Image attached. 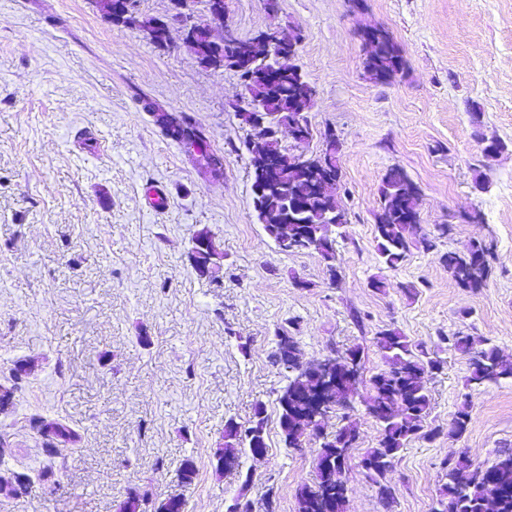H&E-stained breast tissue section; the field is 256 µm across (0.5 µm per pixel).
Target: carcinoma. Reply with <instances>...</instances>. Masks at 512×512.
<instances>
[{"instance_id":"carcinoma-1","label":"carcinoma","mask_w":512,"mask_h":512,"mask_svg":"<svg viewBox=\"0 0 512 512\" xmlns=\"http://www.w3.org/2000/svg\"><path fill=\"white\" fill-rule=\"evenodd\" d=\"M371 40L365 43L364 70L369 79L380 84L390 83L404 67L401 50L389 31L371 26ZM256 65L260 68L270 63L276 64L284 75L285 83L277 91L258 82H242L250 102L257 103L266 112L269 122L279 128L289 129L296 122V116L303 109L304 92L298 88V66L294 58L275 50L267 57L263 50L256 51ZM266 155H276L285 163V176L280 184L271 190L267 197L253 201L258 223L270 238H280L279 225L269 223L266 212L280 210L283 223L288 225L290 238L304 250L316 251L326 264L329 275L336 276L335 249L329 238L330 227L347 223L341 208L327 211L328 199H337L340 175L338 153L340 144L334 140L325 150L329 161L331 182L325 192L312 188V179L307 172L296 171L288 165V152L282 148L278 137H271L261 144ZM303 195L307 198V211L295 216L285 210L284 195ZM419 191L405 171L391 168L380 188V207L375 215L376 250L382 263L396 268L405 260L412 245L419 243L430 250L437 246V238L448 233L443 228L438 236L417 238L419 224ZM443 261L456 284L464 289L478 290L485 286L488 275V262L479 265L466 254L447 253ZM448 348L464 353L469 357L470 374L467 383L483 385L512 379V362L503 360L497 348L489 340L456 333L445 338ZM294 337L283 334L277 336L275 362L284 363L286 353L292 351ZM376 344L383 353L387 369L374 377L373 395L368 403L369 414L381 426L378 447L369 449L363 460L368 477L377 486L380 500L386 507L394 503V492L386 484L385 475L392 466L396 454L416 435L431 438L435 432L423 431V419L431 408L428 390V374L441 368L438 359L415 354L402 336L395 330H383L377 336ZM26 374V368L18 364L13 369V386H0V413L7 411L4 401H13L14 390ZM313 385L305 374L298 371V365L288 363V384L283 388L278 403L281 409L279 425L287 448H300L307 436L314 432L310 422L293 418L284 401L293 388ZM470 422L467 405H462L454 413L450 432L462 435ZM265 416L261 406L255 408L251 427L241 430L238 423L230 420L224 424V451L217 454V468L230 469L238 459L236 447L247 448L266 446ZM36 431L47 430L43 445L52 454L60 444L74 443L79 433L60 421L46 422L40 417L31 418ZM357 431L346 425L333 435L323 436V451L316 464L315 481L302 486L297 492L298 512H330L328 498L339 497L346 491L342 480V464L345 456L356 442ZM447 482L440 491L439 512H512V448L498 452L497 459L487 469L475 468L468 458L459 456L448 461ZM119 512H171V500L153 501L141 493L133 491L120 505Z\"/></svg>"}]
</instances>
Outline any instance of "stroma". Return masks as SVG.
<instances>
[{
    "instance_id": "obj_1",
    "label": "stroma",
    "mask_w": 512,
    "mask_h": 512,
    "mask_svg": "<svg viewBox=\"0 0 512 512\" xmlns=\"http://www.w3.org/2000/svg\"><path fill=\"white\" fill-rule=\"evenodd\" d=\"M224 23L250 37L269 24L301 34L299 64L315 89L308 113L319 153L325 132L341 144L336 271L311 250L281 252L253 213L254 131L239 115L236 72L202 67L182 40L172 0H135L141 17L167 21V44L112 24L96 0H0V385L16 362L28 375L0 414V512H117L129 490L186 512H229L238 497L297 512L315 478L320 443L285 447L278 396L286 371L277 337L294 336L303 361L359 351L360 383L327 433L352 424L345 458L348 512H437L446 462L473 466L512 448V380L468 384V360L442 343L481 336L512 360V0H224ZM382 26L399 45L403 74L389 84L363 69V27ZM202 126L224 157L205 178L167 137L147 102ZM509 149L495 159L484 143ZM402 168L420 193V235L437 225L436 249L412 248L399 267L379 263V188ZM484 177L485 191L474 188ZM164 207L151 208L148 192ZM209 231L223 257L220 280L199 276L189 255ZM490 248L484 288L458 287L442 261L474 240ZM384 286L374 289L372 278ZM414 292H407V285ZM442 360L429 377L424 430L393 461L380 504L362 459L381 429L366 401L385 368L375 344L385 329ZM468 405L470 423L448 434ZM265 410L266 453L240 452L216 467L224 424L251 426ZM64 421L80 439L47 455L32 417ZM199 469L180 477L184 459ZM55 481L38 478L46 466ZM27 473V494L9 488Z\"/></svg>"
}]
</instances>
